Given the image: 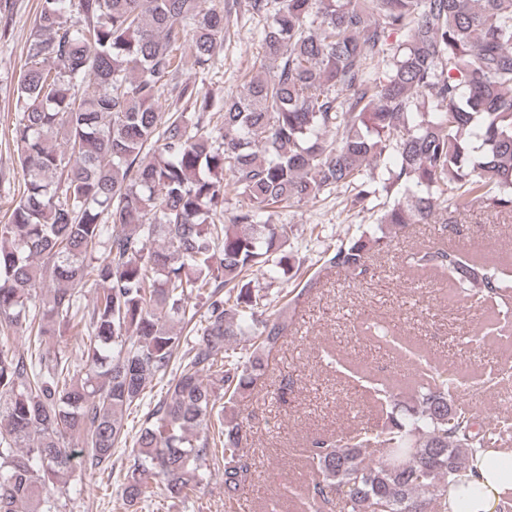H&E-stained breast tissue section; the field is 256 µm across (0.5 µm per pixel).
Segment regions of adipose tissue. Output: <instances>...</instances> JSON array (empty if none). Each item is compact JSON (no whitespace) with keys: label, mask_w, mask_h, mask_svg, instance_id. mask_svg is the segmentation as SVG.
<instances>
[{"label":"adipose tissue","mask_w":512,"mask_h":512,"mask_svg":"<svg viewBox=\"0 0 512 512\" xmlns=\"http://www.w3.org/2000/svg\"><path fill=\"white\" fill-rule=\"evenodd\" d=\"M512 492V452L490 448L448 481V512H499Z\"/></svg>","instance_id":"ef3b65f1"}]
</instances>
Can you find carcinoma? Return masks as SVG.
Wrapping results in <instances>:
<instances>
[{"mask_svg":"<svg viewBox=\"0 0 512 512\" xmlns=\"http://www.w3.org/2000/svg\"><path fill=\"white\" fill-rule=\"evenodd\" d=\"M238 6L39 2L15 88L23 191L0 224V328L28 339L23 353L0 336V512H61L74 458L106 469L123 447L126 506L191 500L216 466L237 512L245 402L291 320L290 291L271 310L255 287L292 266L271 209L394 198L374 232L322 251L354 277L410 224H451L476 204L512 217V0H247L266 23L263 72L217 101L181 79V50L212 72ZM166 96L179 107L161 111ZM411 260L477 305L512 298L511 272L454 245ZM67 334L77 365L51 343ZM414 366L407 405L372 387L382 423L307 441L305 512H448V478L512 436V419L477 425L452 368ZM153 378L167 391L147 407ZM144 406L132 435L124 416Z\"/></svg>","mask_w":512,"mask_h":512,"instance_id":"1","label":"carcinoma"}]
</instances>
